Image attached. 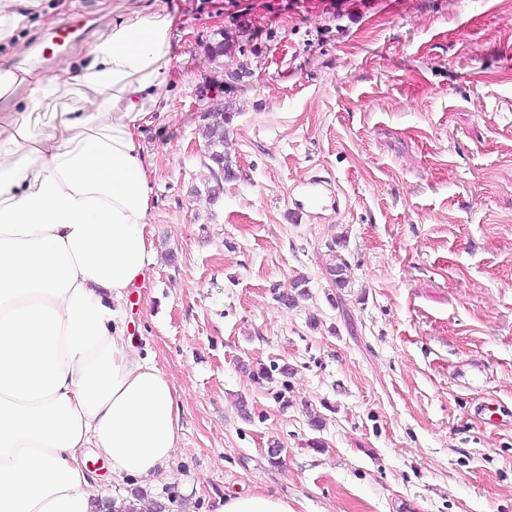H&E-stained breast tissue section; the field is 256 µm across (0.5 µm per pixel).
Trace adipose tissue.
<instances>
[{"label":"adipose tissue","mask_w":512,"mask_h":512,"mask_svg":"<svg viewBox=\"0 0 512 512\" xmlns=\"http://www.w3.org/2000/svg\"><path fill=\"white\" fill-rule=\"evenodd\" d=\"M55 0H0V512H94L86 452L114 479L170 477L179 396L128 333L131 288L155 263L140 129L173 60L171 19L116 17L68 69L17 68Z\"/></svg>","instance_id":"obj_1"}]
</instances>
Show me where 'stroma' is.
I'll return each mask as SVG.
<instances>
[{
	"mask_svg": "<svg viewBox=\"0 0 512 512\" xmlns=\"http://www.w3.org/2000/svg\"><path fill=\"white\" fill-rule=\"evenodd\" d=\"M502 2L82 0L27 36L15 65L47 49L56 71L117 15L156 3L172 20L170 83L141 130L157 262L128 308L180 396L177 477L147 491L169 512L246 492L294 512H512ZM63 25L76 32L58 46ZM224 32L250 69L231 87L209 52ZM227 101L235 177L219 184L202 126ZM314 176L339 206L303 217ZM333 251L347 287L325 271ZM297 277L309 295L284 306Z\"/></svg>",
	"mask_w": 512,
	"mask_h": 512,
	"instance_id": "35a3bbf8",
	"label": "stroma"
}]
</instances>
